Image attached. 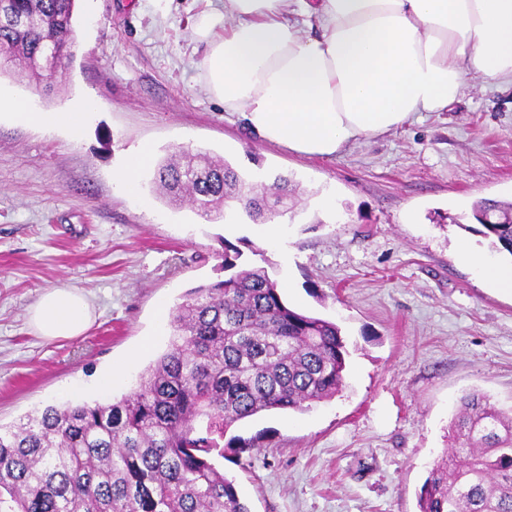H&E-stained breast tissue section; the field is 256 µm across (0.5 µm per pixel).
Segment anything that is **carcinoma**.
<instances>
[{"mask_svg":"<svg viewBox=\"0 0 512 512\" xmlns=\"http://www.w3.org/2000/svg\"><path fill=\"white\" fill-rule=\"evenodd\" d=\"M75 0H0V75H35L54 45L73 42ZM153 181L203 216L235 204L256 220L288 211V180L273 205L227 163L201 154L157 165ZM480 200L477 221L511 208ZM484 236L512 255V224ZM224 242L230 276L190 289L172 314L168 349L137 385L108 402L48 405L0 425V512H251L224 474L234 423L273 410L305 411L344 383L347 350L338 325L290 308L263 268L240 267ZM455 448L434 463L420 512H512V416L478 393L460 399L450 424Z\"/></svg>","mask_w":512,"mask_h":512,"instance_id":"cac0c4a2","label":"carcinoma"}]
</instances>
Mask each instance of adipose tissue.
<instances>
[{"instance_id": "obj_1", "label": "adipose tissue", "mask_w": 512, "mask_h": 512, "mask_svg": "<svg viewBox=\"0 0 512 512\" xmlns=\"http://www.w3.org/2000/svg\"><path fill=\"white\" fill-rule=\"evenodd\" d=\"M202 80L225 111L294 153L330 158L348 144L440 112L469 76L512 78V0H224L198 19ZM84 104L31 112L0 97V112L77 128ZM93 310L73 288L44 292L29 321L69 339Z\"/></svg>"}]
</instances>
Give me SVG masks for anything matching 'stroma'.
Returning <instances> with one entry per match:
<instances>
[{
  "label": "stroma",
  "mask_w": 512,
  "mask_h": 512,
  "mask_svg": "<svg viewBox=\"0 0 512 512\" xmlns=\"http://www.w3.org/2000/svg\"><path fill=\"white\" fill-rule=\"evenodd\" d=\"M212 5L224 0H77L66 67L0 77V95L43 112L91 104L75 131L0 112V424L129 393L166 349L158 309L224 278L229 241L291 307L336 322L348 349L336 397L230 427L255 443L223 460L251 512H419L459 399L512 406V290L459 252L512 264L471 216L475 201L512 200V82L469 78L445 111L328 159L298 155L205 89L192 28ZM145 142L158 162L184 150L223 159L262 177L267 196L288 178L289 211L210 221L191 201L168 203L148 170L129 191L116 175ZM60 287L83 292L94 320L47 340L29 310Z\"/></svg>",
  "instance_id": "stroma-1"
}]
</instances>
